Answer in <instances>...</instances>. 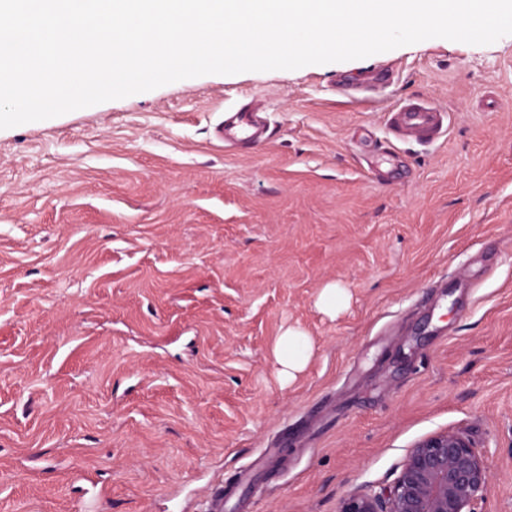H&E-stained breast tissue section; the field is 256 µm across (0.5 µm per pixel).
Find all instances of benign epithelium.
<instances>
[{
  "mask_svg": "<svg viewBox=\"0 0 512 512\" xmlns=\"http://www.w3.org/2000/svg\"><path fill=\"white\" fill-rule=\"evenodd\" d=\"M490 475L480 454L459 432L418 442L395 485L383 494H358L340 512H476Z\"/></svg>",
  "mask_w": 512,
  "mask_h": 512,
  "instance_id": "obj_1",
  "label": "benign epithelium"
}]
</instances>
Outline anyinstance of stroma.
Returning a JSON list of instances; mask_svg holds the SVG:
<instances>
[{
    "label": "stroma",
    "instance_id": "35a3bbf8",
    "mask_svg": "<svg viewBox=\"0 0 512 512\" xmlns=\"http://www.w3.org/2000/svg\"><path fill=\"white\" fill-rule=\"evenodd\" d=\"M416 100L440 138L390 130ZM446 430L512 512V35L0 129V512H339ZM347 298V292L344 288H340L336 284H330L320 292L317 305L325 313L336 314V310L347 302ZM310 343L307 334L298 328H288L280 336L275 354L283 378L293 379L310 358Z\"/></svg>",
    "mask_w": 512,
    "mask_h": 512
}]
</instances>
